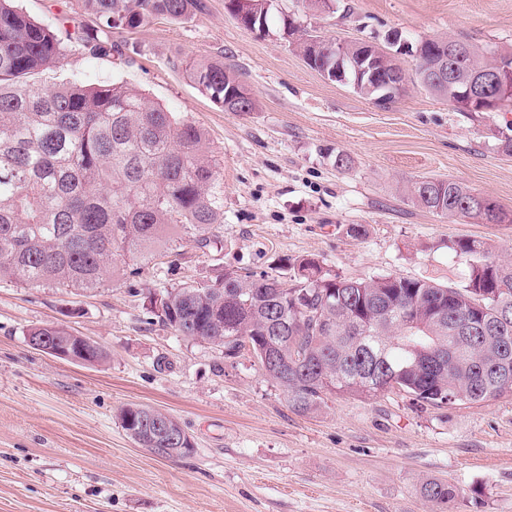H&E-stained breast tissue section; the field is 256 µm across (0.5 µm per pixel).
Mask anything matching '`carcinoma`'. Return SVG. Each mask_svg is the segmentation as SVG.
I'll return each instance as SVG.
<instances>
[{
	"label": "carcinoma",
	"instance_id": "1",
	"mask_svg": "<svg viewBox=\"0 0 512 512\" xmlns=\"http://www.w3.org/2000/svg\"><path fill=\"white\" fill-rule=\"evenodd\" d=\"M104 37L75 40L91 56L112 51V29H136L151 18L182 20L199 0H81ZM226 8L240 25L264 30L278 0H254L248 18ZM462 47L457 88L488 69L512 68V55L483 50L452 37L419 42L426 62L444 45ZM68 44L32 20L15 0H0V279L21 287L100 288L104 276L124 274L127 259L151 261L189 238L198 248L220 244L224 190L219 162L202 128L151 102L138 88L115 81L86 85L75 79L44 86L37 75L60 64ZM331 42L311 68L332 67ZM389 66L378 80L403 89ZM188 76L226 112H253L257 99L219 61L192 62ZM413 204L466 223L500 222L507 212L481 206L466 185L424 193L408 187ZM448 251L465 260L462 285L382 275L348 280L313 257L294 262L292 274L241 275L148 291L150 312L178 335L223 349L224 358L249 349L288 407L307 416L332 396L369 399L404 392L445 410L512 395V264L498 262L488 245L458 238ZM509 319L496 318L499 309ZM149 408L126 405L117 415L126 435L155 448L161 435L141 420ZM431 512H448L453 486L421 487Z\"/></svg>",
	"mask_w": 512,
	"mask_h": 512
}]
</instances>
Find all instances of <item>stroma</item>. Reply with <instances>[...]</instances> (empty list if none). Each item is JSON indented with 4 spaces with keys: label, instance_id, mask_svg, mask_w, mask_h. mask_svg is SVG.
Returning a JSON list of instances; mask_svg holds the SVG:
<instances>
[{
    "label": "stroma",
    "instance_id": "1",
    "mask_svg": "<svg viewBox=\"0 0 512 512\" xmlns=\"http://www.w3.org/2000/svg\"><path fill=\"white\" fill-rule=\"evenodd\" d=\"M348 17L303 15L325 39L384 44L453 35L512 53V0H344ZM189 19L164 17L113 30L119 47L95 58L73 47L39 80H123L202 127L224 182L221 251L182 241L177 256L146 265L91 293L0 281V512H430L420 489L453 484L449 512H512V397L447 413L405 396L330 398L312 416L291 411L257 361L227 360L218 347L177 335L148 309L147 290L213 280L229 269L275 274L301 256L345 278L380 275L463 283L448 251L459 237L487 243L512 263V224H458L414 206L406 185L449 178L512 211V111L457 112L399 63L407 89L383 108L351 85L324 78L270 20L248 30L224 0H203ZM60 36L96 33L81 0H18ZM224 62L256 96L253 112H227L188 78L187 63ZM353 165L336 170L337 152ZM367 233L352 237L348 225ZM55 324L97 344L88 365L33 349L28 328ZM129 404L176 418L193 454L166 459L135 445L116 415Z\"/></svg>",
    "mask_w": 512,
    "mask_h": 512
}]
</instances>
